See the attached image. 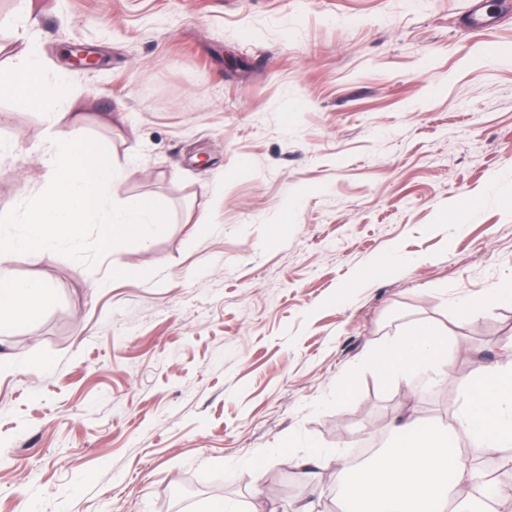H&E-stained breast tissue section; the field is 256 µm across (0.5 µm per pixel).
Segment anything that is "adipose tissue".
<instances>
[{"label":"adipose tissue","instance_id":"adipose-tissue-1","mask_svg":"<svg viewBox=\"0 0 512 512\" xmlns=\"http://www.w3.org/2000/svg\"><path fill=\"white\" fill-rule=\"evenodd\" d=\"M0 88L16 108H38L51 120L65 105L60 78L46 69L31 37L10 70L0 75ZM450 361L447 336L418 323L407 334L379 345L372 365L389 379L411 369L430 370L444 379ZM463 384L467 403L455 426L397 418L385 459L354 473L337 471V480L346 487L348 512H491L484 493L463 499L453 495L459 485H474L476 477L455 431L463 429L472 447L488 453L512 447V349Z\"/></svg>","mask_w":512,"mask_h":512}]
</instances>
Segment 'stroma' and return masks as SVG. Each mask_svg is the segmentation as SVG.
Wrapping results in <instances>:
<instances>
[{
	"mask_svg": "<svg viewBox=\"0 0 512 512\" xmlns=\"http://www.w3.org/2000/svg\"><path fill=\"white\" fill-rule=\"evenodd\" d=\"M19 7L0 0V72L29 30L81 117L0 91V212L45 188L59 128L171 220L90 268L9 260L60 301L0 338V512H330L373 424L454 423L461 379L512 343L488 299L512 291V0ZM420 321L447 381L382 379L377 346Z\"/></svg>",
	"mask_w": 512,
	"mask_h": 512,
	"instance_id": "1",
	"label": "stroma"
}]
</instances>
